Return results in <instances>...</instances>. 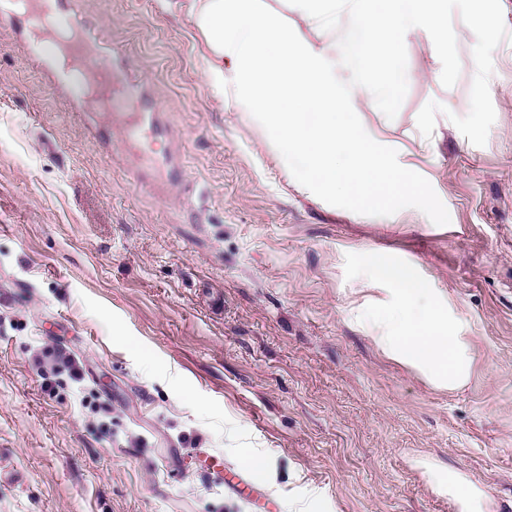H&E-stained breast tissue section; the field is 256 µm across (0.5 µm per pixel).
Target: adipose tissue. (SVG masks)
Instances as JSON below:
<instances>
[{
  "instance_id": "ef3b65f1",
  "label": "adipose tissue",
  "mask_w": 512,
  "mask_h": 512,
  "mask_svg": "<svg viewBox=\"0 0 512 512\" xmlns=\"http://www.w3.org/2000/svg\"><path fill=\"white\" fill-rule=\"evenodd\" d=\"M346 2L357 21L338 59L259 11L256 0H189L187 15L209 49L204 72L226 108L259 120L268 139L299 166L304 183L323 190L341 186L365 206L383 209L394 195H420L424 188L361 125L356 80L379 75L377 97L390 105L406 78L402 42L421 33L442 45L448 18L443 0ZM340 66L351 81H337ZM367 262L396 285L389 333L379 339L384 350L448 389L462 386L472 356L453 308L430 303V288L388 259L372 254Z\"/></svg>"
}]
</instances>
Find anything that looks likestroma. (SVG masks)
<instances>
[{
  "label": "stroma",
  "mask_w": 512,
  "mask_h": 512,
  "mask_svg": "<svg viewBox=\"0 0 512 512\" xmlns=\"http://www.w3.org/2000/svg\"><path fill=\"white\" fill-rule=\"evenodd\" d=\"M261 2L340 55L344 4ZM186 4L66 0L168 118L125 143L0 0V512H512V0H447L389 109L361 78L363 125L425 188L385 211L304 186L224 109ZM372 252L453 307L462 387L378 344ZM203 452L263 457L262 501Z\"/></svg>",
  "instance_id": "obj_1"
}]
</instances>
